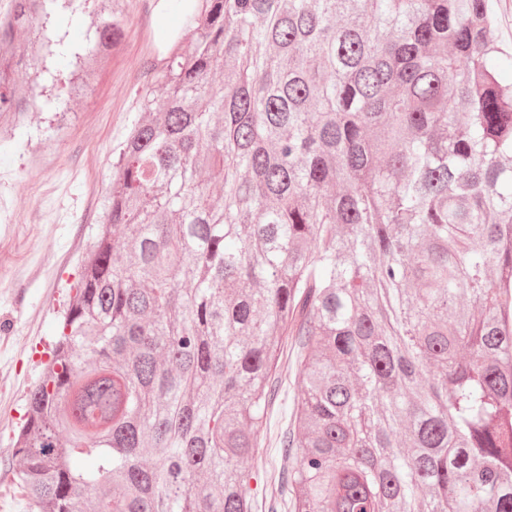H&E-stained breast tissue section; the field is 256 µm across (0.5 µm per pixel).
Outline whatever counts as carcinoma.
<instances>
[{"label": "carcinoma", "mask_w": 512, "mask_h": 512, "mask_svg": "<svg viewBox=\"0 0 512 512\" xmlns=\"http://www.w3.org/2000/svg\"><path fill=\"white\" fill-rule=\"evenodd\" d=\"M74 2L3 13L0 123L86 83ZM122 26L109 8L94 46ZM180 39L28 394L32 512H253L243 463L285 336L293 512H512V52L492 0H203Z\"/></svg>", "instance_id": "cac0c4a2"}]
</instances>
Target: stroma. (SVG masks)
<instances>
[{
	"label": "stroma",
	"mask_w": 512,
	"mask_h": 512,
	"mask_svg": "<svg viewBox=\"0 0 512 512\" xmlns=\"http://www.w3.org/2000/svg\"><path fill=\"white\" fill-rule=\"evenodd\" d=\"M124 35L94 61L97 15L105 0H88L73 39L92 59L94 75L82 94L56 116L37 100L24 125L0 141V512H31L14 480L16 425L29 390L42 377L61 311L103 221L112 164L177 36L203 0H120ZM293 342L277 372L276 399L246 464L253 478L254 512L274 508L288 463L281 438L297 393Z\"/></svg>",
	"instance_id": "stroma-1"
}]
</instances>
